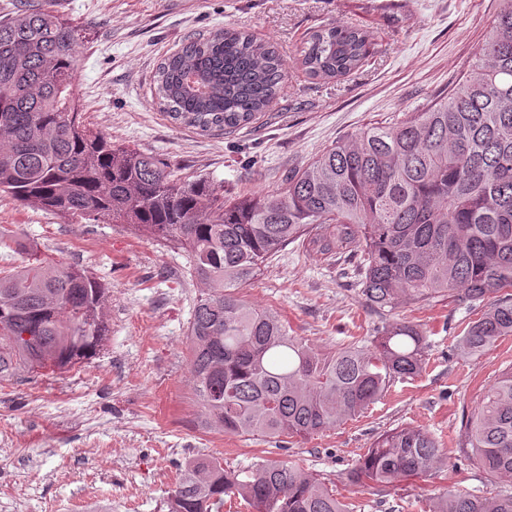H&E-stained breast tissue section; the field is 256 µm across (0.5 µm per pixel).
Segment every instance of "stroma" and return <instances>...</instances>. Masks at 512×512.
<instances>
[{"label": "stroma", "mask_w": 512, "mask_h": 512, "mask_svg": "<svg viewBox=\"0 0 512 512\" xmlns=\"http://www.w3.org/2000/svg\"><path fill=\"white\" fill-rule=\"evenodd\" d=\"M499 0H50L87 30L75 91L90 125L114 144L157 155L225 195L272 193L289 170L377 122L446 93L472 68ZM326 24L373 30L376 45L340 80L310 78L294 58ZM233 27L275 44L288 69L276 107L248 127L201 134L153 103L157 65L181 44ZM111 287V336L89 363L37 381L0 382V512H163L187 463L216 458L242 470L262 458L314 471L352 512H425L441 480H404L386 495L348 474L381 434L430 431L463 489H503L459 445L468 413L503 368L512 336L481 356L457 341L477 312L463 302L379 309L366 302L353 261H325L291 244L243 294L277 312L291 335L322 350L367 346L391 322L420 324L427 366L336 429L298 438H243L204 429L186 350L199 286L183 252L123 224L76 223L0 198V267L21 264L18 242Z\"/></svg>", "instance_id": "stroma-1"}]
</instances>
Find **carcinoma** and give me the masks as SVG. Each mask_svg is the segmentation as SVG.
<instances>
[{
    "instance_id": "1",
    "label": "carcinoma",
    "mask_w": 512,
    "mask_h": 512,
    "mask_svg": "<svg viewBox=\"0 0 512 512\" xmlns=\"http://www.w3.org/2000/svg\"><path fill=\"white\" fill-rule=\"evenodd\" d=\"M81 30L47 0L0 16V196L78 222L126 224L187 258L201 285L186 335L201 424L242 437L306 439L351 420L397 378L419 373L420 325L388 324L370 347L324 352L241 290L292 243L357 260L377 308L452 299L480 303L458 348L480 356L512 335V0H499L472 69L418 112L376 123L288 173L275 194L224 197L153 154L117 146L87 123L74 93ZM375 35L324 26L300 49L310 77L358 69ZM286 69L277 48L218 29L186 40L154 75L173 122L202 134L236 131L270 111ZM110 288L83 268L36 251L0 268V382L62 372L110 336ZM461 451L488 476L512 478V365L495 375L465 423ZM447 453L424 428L381 435L350 479L378 495L401 478L447 479ZM348 512L324 481L278 459L241 473L197 459L168 512ZM429 512H512V492L479 496L449 485Z\"/></svg>"
}]
</instances>
